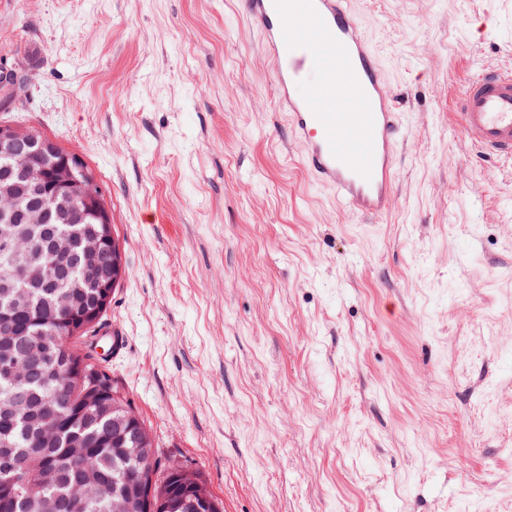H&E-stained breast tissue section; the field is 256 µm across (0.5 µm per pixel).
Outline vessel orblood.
I'll use <instances>...</instances> for the list:
<instances>
[{"label":"vessel or blood","instance_id":"vessel-or-blood-1","mask_svg":"<svg viewBox=\"0 0 512 512\" xmlns=\"http://www.w3.org/2000/svg\"><path fill=\"white\" fill-rule=\"evenodd\" d=\"M244 9L272 60L304 167L351 214L383 220L404 118L350 0H244ZM456 104L475 153L511 161L512 70L481 69Z\"/></svg>","mask_w":512,"mask_h":512}]
</instances>
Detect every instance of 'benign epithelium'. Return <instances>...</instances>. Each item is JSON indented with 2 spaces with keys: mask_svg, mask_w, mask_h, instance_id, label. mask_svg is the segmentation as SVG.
<instances>
[{
  "mask_svg": "<svg viewBox=\"0 0 512 512\" xmlns=\"http://www.w3.org/2000/svg\"><path fill=\"white\" fill-rule=\"evenodd\" d=\"M15 65L0 59V96L13 95L18 82ZM0 158L8 179L0 183V223L13 224L17 212L24 213V223L32 226L30 233L0 232V260L15 264L31 251L37 228L52 222L70 224L79 214L98 225L90 234L77 236L72 232L57 235L51 254L63 256L79 249L83 268L95 279L81 280L77 288H95L92 306H84L77 296L63 292L56 297L63 317L58 325H41L35 350L41 352L55 343L68 352L72 363L64 372L67 397H57L39 421L37 436L44 445H62L75 458L83 457L92 445L86 428L114 422L120 426L115 444L136 462L123 482L112 488L108 512H220V506L207 494L199 476L179 464L171 469L167 486L154 490V446L150 432L132 406L126 405L116 393L108 390L97 367H88L74 338L89 329L108 307L121 265L119 247L112 233V217L103 189L82 156L64 150L54 141L32 128L0 123ZM29 272L15 273L14 283L6 295L8 306L17 308L30 302L27 287ZM31 362L18 356L16 350H0V378L10 388L29 383ZM25 457L0 468V488L17 512H30L33 496L21 487L17 471ZM100 491L93 481L81 482L66 489L62 496L80 504Z\"/></svg>",
  "mask_w": 512,
  "mask_h": 512,
  "instance_id": "7a95c632",
  "label": "benign epithelium"
}]
</instances>
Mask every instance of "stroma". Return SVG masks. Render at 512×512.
I'll return each instance as SVG.
<instances>
[{"label":"stroma","instance_id":"1","mask_svg":"<svg viewBox=\"0 0 512 512\" xmlns=\"http://www.w3.org/2000/svg\"><path fill=\"white\" fill-rule=\"evenodd\" d=\"M352 6L404 114L382 223L310 180L242 0H0V122L103 187L106 366L224 512H512V161L456 107L512 0Z\"/></svg>","mask_w":512,"mask_h":512}]
</instances>
